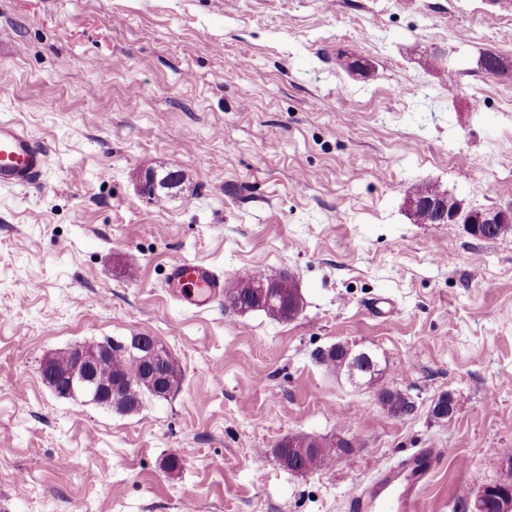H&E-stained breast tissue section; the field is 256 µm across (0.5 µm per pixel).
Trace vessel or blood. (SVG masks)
Listing matches in <instances>:
<instances>
[{
  "mask_svg": "<svg viewBox=\"0 0 512 512\" xmlns=\"http://www.w3.org/2000/svg\"><path fill=\"white\" fill-rule=\"evenodd\" d=\"M51 155L18 124L0 120V188L36 184ZM223 271L203 261L173 259L165 278L167 293L182 305L203 311L224 296ZM439 464V451L420 448L398 465L380 467L374 478L346 503L347 512H420L421 494Z\"/></svg>",
  "mask_w": 512,
  "mask_h": 512,
  "instance_id": "b4317fda",
  "label": "vessel or blood"
}]
</instances>
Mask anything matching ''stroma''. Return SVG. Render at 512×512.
Masks as SVG:
<instances>
[{
    "label": "stroma",
    "instance_id": "35a3bbf8",
    "mask_svg": "<svg viewBox=\"0 0 512 512\" xmlns=\"http://www.w3.org/2000/svg\"><path fill=\"white\" fill-rule=\"evenodd\" d=\"M509 31L512 0H0V119L53 158L0 189V512H345L418 448L441 455L421 512H470L512 448V235L409 201L512 214ZM149 167L184 180L149 196ZM175 257L284 272L303 309L183 307ZM142 334L182 379L135 412L41 377ZM345 342L410 412L328 370ZM292 435L351 447L291 472ZM437 196L447 198L449 206L440 201L419 202L416 199H429ZM414 197L416 198L412 199L410 208L415 218L420 222L425 224H447L455 221L459 216V214L455 212L448 214V207L452 210L454 208H461L460 205L452 198H449L445 193L441 192V190L433 184L419 186L415 191ZM375 396L382 407H386L394 414H403L411 411V402L401 392L389 388H376Z\"/></svg>",
    "mask_w": 512,
    "mask_h": 512
}]
</instances>
